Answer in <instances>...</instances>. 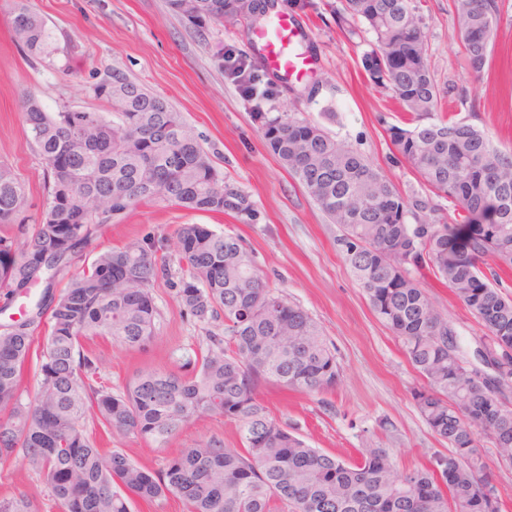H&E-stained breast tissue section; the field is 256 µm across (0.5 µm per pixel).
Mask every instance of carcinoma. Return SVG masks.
<instances>
[{
  "label": "carcinoma",
  "mask_w": 512,
  "mask_h": 512,
  "mask_svg": "<svg viewBox=\"0 0 512 512\" xmlns=\"http://www.w3.org/2000/svg\"><path fill=\"white\" fill-rule=\"evenodd\" d=\"M184 17L183 0H168ZM452 36L472 76L486 73L506 0H450ZM196 28L245 18L239 0H200ZM336 26L372 34L364 59L373 83L392 91L406 126L389 129L397 154L438 198L460 207L455 223L403 195L346 141L303 112L256 111L267 148L338 225L337 243L381 322L396 336L424 381L412 394L432 432L448 442L427 463L395 470L384 448H364L347 462L310 446L270 415L258 388L321 393L339 377L336 354L317 321L269 285L240 238L206 224L175 229L181 276L176 300L201 323L222 322L205 345L166 370L144 366L119 393L84 348L105 336L127 350L154 338L153 288L173 282L148 235L102 250L58 294H43L50 317L40 354V388L23 396L21 379L33 343V321L0 333V460H20L45 474L51 512H130L131 502L176 497L186 512H502V500L480 450L497 448L512 468V402L461 365L460 336L423 288L428 271L447 285L485 328L481 342L499 356L501 380L512 375V151L488 130L438 111L441 89L430 63L423 16L414 0H339ZM12 31L30 58L51 56L45 20L17 2ZM114 72L96 86L107 111L47 112L23 99L30 140L49 174L47 199L22 241L0 236V288L14 294L43 265L82 258L99 228L142 203L164 201L194 212H256L224 182L195 129L162 96ZM77 146L69 167L52 158ZM25 205L23 185L0 162V224ZM415 223H407V217ZM452 340H446V337ZM221 417L237 425L241 447L211 439L184 449L157 471L97 446L89 424L164 446L192 419ZM0 512H38L25 495L0 500Z\"/></svg>",
  "instance_id": "1"
}]
</instances>
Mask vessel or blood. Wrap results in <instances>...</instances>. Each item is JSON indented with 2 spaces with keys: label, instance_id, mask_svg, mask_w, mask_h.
I'll return each instance as SVG.
<instances>
[{
  "label": "vessel or blood",
  "instance_id": "vessel-or-blood-1",
  "mask_svg": "<svg viewBox=\"0 0 512 512\" xmlns=\"http://www.w3.org/2000/svg\"><path fill=\"white\" fill-rule=\"evenodd\" d=\"M257 55L265 70L278 82L291 85L307 78L314 67L302 51L303 33L293 15L278 11L251 31Z\"/></svg>",
  "mask_w": 512,
  "mask_h": 512
}]
</instances>
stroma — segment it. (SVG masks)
<instances>
[{"label":"stroma","instance_id":"obj_1","mask_svg":"<svg viewBox=\"0 0 512 512\" xmlns=\"http://www.w3.org/2000/svg\"><path fill=\"white\" fill-rule=\"evenodd\" d=\"M47 22L54 54L40 62L27 58L12 38V0H0V162L20 178L27 207L15 223L0 224V235L32 232L46 201L47 172L29 141L22 118L24 95L36 97L45 111L99 109L94 94L106 70L117 68L148 90L164 96L194 127L226 182L238 186L257 211L244 223L230 213L189 212L158 201L127 210L103 225L86 250L122 246L148 234L164 238L160 254L175 260L174 230L180 224H205L238 236L272 287L305 309L335 349L340 375L327 392L308 395L272 384L259 396L272 416L295 428L312 447L358 459L359 449L385 448L397 472L427 463L447 452L420 415L412 398L422 378L404 356L400 342L374 315L343 253L335 243L340 230L318 209L304 187L267 149L252 113L255 108L285 114L302 111L334 136L345 140L403 193L428 198L429 192L405 161L396 159L388 129L404 123L390 91L375 87L364 69L368 39L340 31L327 0H314L298 17L318 60L313 82L318 92L306 99L302 86L274 84L261 102L246 98L224 73L217 51L232 48L247 58L255 53L245 25L193 28L173 13L168 0H27ZM426 24L431 65L441 85V109L459 119L487 127L493 142L512 150V9L495 30L491 65L474 80L451 36L448 0H416ZM425 287L435 306L460 335L466 352H474L484 328L449 288L435 278ZM157 315L155 337L146 349L128 351L104 338L90 342L101 361L102 376L121 390L145 365L171 369L177 346L202 343L208 327L182 313L173 291L158 283L153 291ZM107 451L120 450L133 462L156 470L165 459L211 438L240 447L234 423L201 416L165 446L107 435L96 428ZM28 494L43 504L42 475L21 461L0 463V498Z\"/></svg>","mask_w":512,"mask_h":512}]
</instances>
